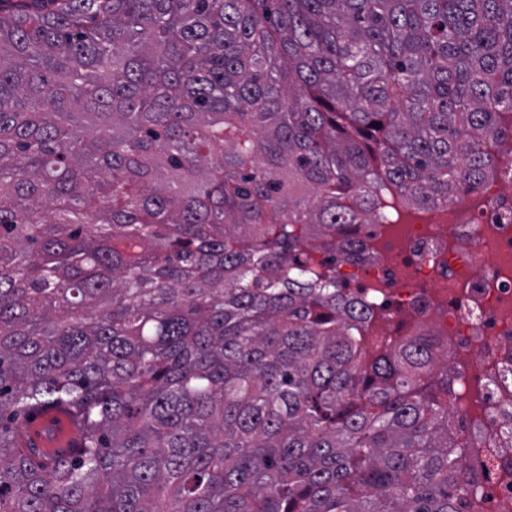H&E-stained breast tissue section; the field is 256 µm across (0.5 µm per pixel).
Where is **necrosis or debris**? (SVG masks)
<instances>
[{"label":"necrosis or debris","mask_w":512,"mask_h":512,"mask_svg":"<svg viewBox=\"0 0 512 512\" xmlns=\"http://www.w3.org/2000/svg\"><path fill=\"white\" fill-rule=\"evenodd\" d=\"M346 236L370 257L337 251V283L384 316V335L432 336L448 359V433L468 446L466 512H512V173Z\"/></svg>","instance_id":"4bbe7bcc"}]
</instances>
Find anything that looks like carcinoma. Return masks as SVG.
Segmentation results:
<instances>
[{
    "label": "carcinoma",
    "mask_w": 512,
    "mask_h": 512,
    "mask_svg": "<svg viewBox=\"0 0 512 512\" xmlns=\"http://www.w3.org/2000/svg\"><path fill=\"white\" fill-rule=\"evenodd\" d=\"M509 137L512 0H0V512H461L447 361L310 260ZM27 435L39 441L42 453L47 456L69 451L79 439L71 415L62 407L37 412L30 429L20 434L22 444H25Z\"/></svg>",
    "instance_id": "carcinoma-1"
}]
</instances>
